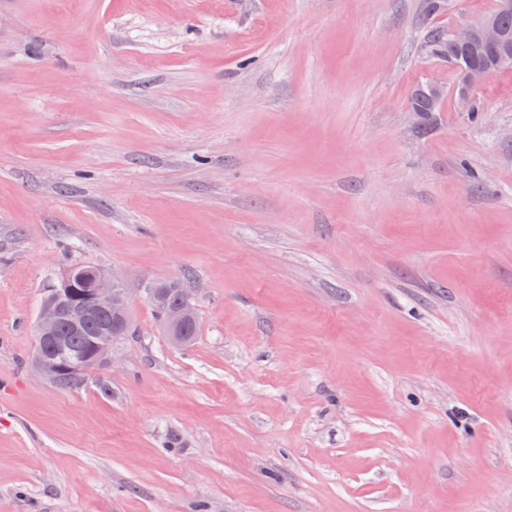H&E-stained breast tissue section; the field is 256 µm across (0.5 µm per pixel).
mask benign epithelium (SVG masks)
I'll return each instance as SVG.
<instances>
[{"instance_id": "1", "label": "benign epithelium", "mask_w": 512, "mask_h": 512, "mask_svg": "<svg viewBox=\"0 0 512 512\" xmlns=\"http://www.w3.org/2000/svg\"><path fill=\"white\" fill-rule=\"evenodd\" d=\"M512 14V0H496L494 10L474 25H466L448 33V51L426 55L435 56L452 64L458 71L459 84L456 103L464 112L471 111L472 90L490 74L501 69H512V33L501 19ZM478 46L485 58L480 62L461 61L457 50ZM415 97H427L434 102V111L441 109L447 91L443 86L425 80L413 90ZM57 295H66L67 303L61 307L46 304L41 307L36 321L37 344L32 369L49 380L81 379L90 370L114 361L119 345L130 335L129 288L126 279L114 271L94 264H78L54 289ZM195 308L194 294L189 288L177 302L165 310V324L178 333ZM93 313H102L113 319L102 335L96 337L88 356L78 363L57 360L54 347L62 339L61 327L81 329Z\"/></svg>"}]
</instances>
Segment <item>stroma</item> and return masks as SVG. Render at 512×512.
<instances>
[{
	"mask_svg": "<svg viewBox=\"0 0 512 512\" xmlns=\"http://www.w3.org/2000/svg\"><path fill=\"white\" fill-rule=\"evenodd\" d=\"M426 3L0 0V512H512V69L411 111L494 6ZM81 263L136 332L61 390ZM412 96L427 97L434 102V112H439L445 99L447 91L443 86L431 80H425L419 83L413 90ZM88 278V287L78 290L77 283ZM56 295H66L67 303L62 307L45 304L53 299V292L47 289L41 302L36 321L37 344L35 356L31 361L32 369L41 376L54 380L52 383L60 389H71L64 381L82 379L90 370L103 364L113 363L119 345L130 335L129 288L126 279L114 272L94 264L75 265L60 281L59 288H53ZM92 313L106 314L111 323L103 331L100 317ZM113 319V326H112ZM65 330L66 354L74 357L88 351L92 340V350L78 363L58 361L53 353L54 347L62 339L61 327ZM156 287L160 298L150 302L157 319L161 325L164 315V306L174 301L180 288L183 292L177 302L168 306L165 310V324L175 334H178L184 323L190 317L191 311L195 308V298L191 288L184 280L157 281Z\"/></svg>",
	"mask_w": 512,
	"mask_h": 512,
	"instance_id": "obj_1",
	"label": "stroma"
}]
</instances>
